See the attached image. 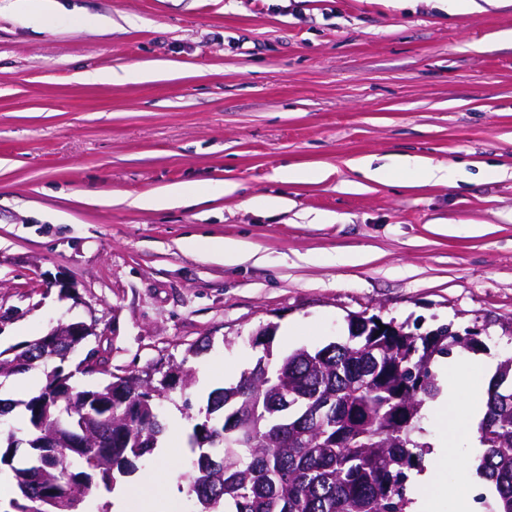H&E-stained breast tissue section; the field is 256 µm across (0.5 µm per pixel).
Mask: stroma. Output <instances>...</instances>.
<instances>
[{
    "label": "stroma",
    "instance_id": "stroma-1",
    "mask_svg": "<svg viewBox=\"0 0 512 512\" xmlns=\"http://www.w3.org/2000/svg\"><path fill=\"white\" fill-rule=\"evenodd\" d=\"M60 2L37 21L0 0V351L64 319L96 326L66 364L79 386L192 370L159 401L184 424L176 465L225 372L343 340L358 315L477 333L481 349L437 364L487 387L512 354V0L454 16L437 0ZM147 65L157 79L76 78ZM394 154L467 176L375 183L349 166ZM288 165L322 176L276 180ZM220 182L235 191L213 195ZM174 184L187 205L134 206ZM256 195L288 206L246 207ZM214 238L249 249L227 265ZM91 348L107 373L76 372Z\"/></svg>",
    "mask_w": 512,
    "mask_h": 512
}]
</instances>
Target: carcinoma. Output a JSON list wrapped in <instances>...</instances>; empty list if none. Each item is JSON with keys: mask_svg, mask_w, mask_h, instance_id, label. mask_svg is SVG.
Listing matches in <instances>:
<instances>
[{"mask_svg": "<svg viewBox=\"0 0 512 512\" xmlns=\"http://www.w3.org/2000/svg\"><path fill=\"white\" fill-rule=\"evenodd\" d=\"M61 325L0 352V378L41 368L45 381L23 403L26 427L0 429V465L17 492L3 512H87L99 488L158 448L165 427L157 400L194 376L176 369L160 386L117 376L84 389L61 363L83 343ZM482 345L443 324L414 334L395 324L379 335L349 331L318 350L257 358L238 383L212 390L193 427L181 479L194 512H406L422 441L426 401L441 392L433 366L453 350ZM26 443L31 463L13 466ZM477 470L492 486L484 512H512V356L500 360L479 425Z\"/></svg>", "mask_w": 512, "mask_h": 512, "instance_id": "cac0c4a2", "label": "carcinoma"}]
</instances>
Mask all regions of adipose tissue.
<instances>
[{
  "label": "adipose tissue",
  "mask_w": 512,
  "mask_h": 512,
  "mask_svg": "<svg viewBox=\"0 0 512 512\" xmlns=\"http://www.w3.org/2000/svg\"><path fill=\"white\" fill-rule=\"evenodd\" d=\"M350 165L364 173L368 179L380 183L400 178L424 184H439L449 182L456 176L452 167L408 154L395 156L389 163L377 167L373 166L368 157L351 160ZM463 381L464 373L455 365L442 369L441 393L430 403L429 408L434 414L448 418L450 438L446 441H432L425 470L413 477L414 502L409 512H439L440 501L450 496L457 499L458 512H475L473 494L477 489L478 477L471 471L467 458L454 450L456 440L461 439L474 445L479 436L471 415L476 395L464 389ZM444 467L456 471L453 485L439 482L438 472Z\"/></svg>",
  "instance_id": "1"
}]
</instances>
